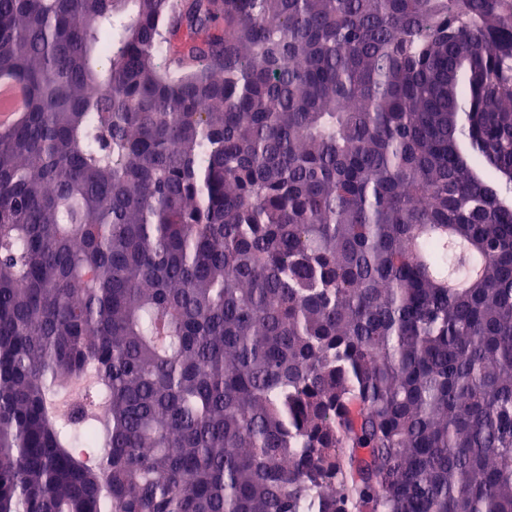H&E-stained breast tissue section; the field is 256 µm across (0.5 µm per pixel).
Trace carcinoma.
I'll use <instances>...</instances> for the list:
<instances>
[{"label": "carcinoma", "mask_w": 512, "mask_h": 512, "mask_svg": "<svg viewBox=\"0 0 512 512\" xmlns=\"http://www.w3.org/2000/svg\"><path fill=\"white\" fill-rule=\"evenodd\" d=\"M1 75L0 512H512V0H0ZM25 90L11 78H0V129L10 127L24 111Z\"/></svg>", "instance_id": "cac0c4a2"}]
</instances>
